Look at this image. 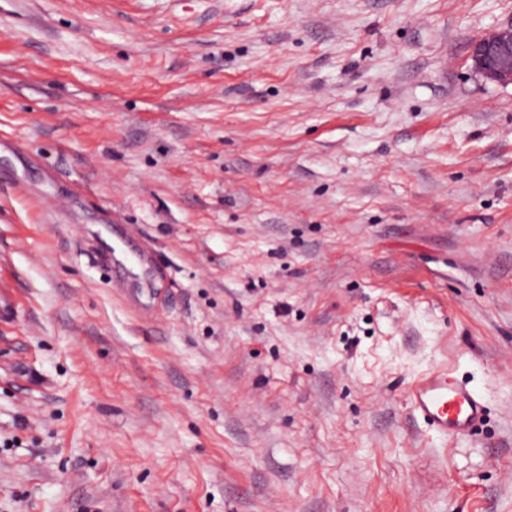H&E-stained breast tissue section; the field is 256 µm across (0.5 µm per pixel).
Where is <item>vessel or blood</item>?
I'll list each match as a JSON object with an SVG mask.
<instances>
[{
  "instance_id": "1",
  "label": "vessel or blood",
  "mask_w": 512,
  "mask_h": 512,
  "mask_svg": "<svg viewBox=\"0 0 512 512\" xmlns=\"http://www.w3.org/2000/svg\"><path fill=\"white\" fill-rule=\"evenodd\" d=\"M408 406L413 417L422 420L430 430L453 440L472 434L487 415L483 396L445 366L436 367L410 383Z\"/></svg>"
}]
</instances>
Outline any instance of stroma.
Listing matches in <instances>:
<instances>
[{
    "label": "stroma",
    "instance_id": "1",
    "mask_svg": "<svg viewBox=\"0 0 512 512\" xmlns=\"http://www.w3.org/2000/svg\"><path fill=\"white\" fill-rule=\"evenodd\" d=\"M511 20L0 0V512H512ZM471 60L486 79L512 84V20L474 41ZM408 406L412 416L430 430L453 440L472 434L487 415L483 396L445 366L436 367L410 383Z\"/></svg>",
    "mask_w": 512,
    "mask_h": 512
}]
</instances>
